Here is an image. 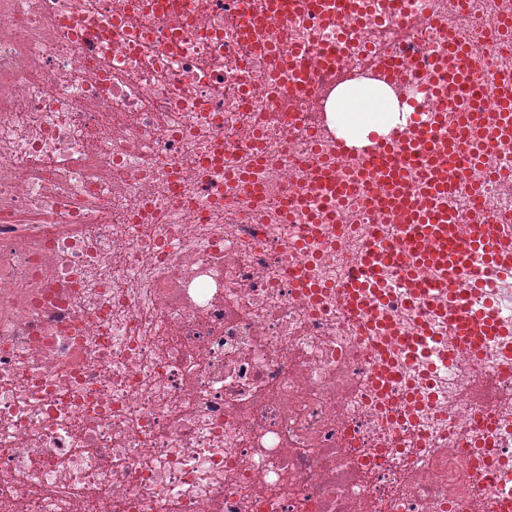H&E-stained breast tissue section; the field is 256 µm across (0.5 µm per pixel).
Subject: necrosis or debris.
I'll use <instances>...</instances> for the list:
<instances>
[{
  "label": "necrosis or debris",
  "mask_w": 512,
  "mask_h": 512,
  "mask_svg": "<svg viewBox=\"0 0 512 512\" xmlns=\"http://www.w3.org/2000/svg\"><path fill=\"white\" fill-rule=\"evenodd\" d=\"M512 0H362L326 22L263 0H0V512H500L512 332L480 359L411 302L339 290L401 214L325 196L337 87L448 100L381 66L449 40L512 73ZM336 47L296 89L289 54ZM512 139L449 210L512 223ZM430 330L416 353L406 339ZM389 357L401 386L373 373Z\"/></svg>",
  "instance_id": "necrosis-or-debris-1"
}]
</instances>
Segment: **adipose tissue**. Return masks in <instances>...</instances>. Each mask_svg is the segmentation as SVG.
Returning a JSON list of instances; mask_svg holds the SVG:
<instances>
[{"label":"adipose tissue","mask_w":512,"mask_h":512,"mask_svg":"<svg viewBox=\"0 0 512 512\" xmlns=\"http://www.w3.org/2000/svg\"><path fill=\"white\" fill-rule=\"evenodd\" d=\"M332 110L339 135L359 144L364 141L366 131L387 130L399 106L383 86L361 83L337 88Z\"/></svg>","instance_id":"adipose-tissue-1"}]
</instances>
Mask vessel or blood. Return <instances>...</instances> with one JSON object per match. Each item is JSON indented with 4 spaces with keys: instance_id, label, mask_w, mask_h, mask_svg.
Masks as SVG:
<instances>
[{
    "instance_id": "b4317fda",
    "label": "vessel or blood",
    "mask_w": 512,
    "mask_h": 512,
    "mask_svg": "<svg viewBox=\"0 0 512 512\" xmlns=\"http://www.w3.org/2000/svg\"><path fill=\"white\" fill-rule=\"evenodd\" d=\"M382 65L409 81L426 79L431 85H443L450 99L469 98L477 90L471 77L457 75L444 82L436 67L425 70L417 63H405L397 54L385 57ZM496 86L495 110L463 113L454 135L441 134L439 113L412 112L404 138L369 137L361 183L337 179L335 171L327 166L317 168L321 182L337 197L358 193L362 183L372 181L374 171H381L386 189L368 195L369 204L382 211H403L407 217L403 251L371 243L344 285L343 301L354 311L373 312V305L359 299L358 289L369 287L379 270L404 264L413 301L429 305L438 295H447L451 334L475 359L480 358L489 340L506 331L490 311L475 309L472 298L487 293L489 288L488 281L478 275V268L503 275L512 273V225L492 228L468 224L463 218L451 216L439 201L451 188L449 170L470 168L478 160L468 144L472 125L481 126L482 147L486 150L500 138L512 136V74L497 77ZM409 166L420 177L421 193H413L404 182L403 173Z\"/></svg>"
}]
</instances>
